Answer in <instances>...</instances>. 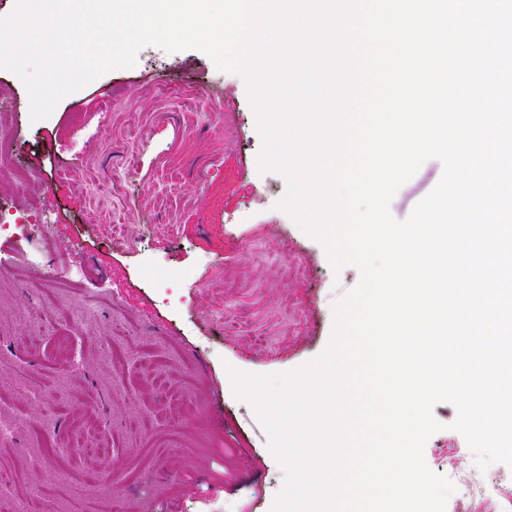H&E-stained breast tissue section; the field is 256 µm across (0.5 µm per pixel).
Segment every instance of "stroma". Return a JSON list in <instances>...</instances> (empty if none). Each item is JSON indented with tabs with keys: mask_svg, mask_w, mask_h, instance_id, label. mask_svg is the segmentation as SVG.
Returning <instances> with one entry per match:
<instances>
[{
	"mask_svg": "<svg viewBox=\"0 0 512 512\" xmlns=\"http://www.w3.org/2000/svg\"><path fill=\"white\" fill-rule=\"evenodd\" d=\"M0 125L41 183L0 186V206L37 211L44 257L21 243L0 265V512H272L283 472L230 370L290 372L318 357L336 301L360 281L277 204L246 80L203 52L139 50L31 121L0 71ZM426 160L389 204L406 220L439 183ZM78 257L80 281L60 280ZM424 446L456 486L445 512H477L467 488L512 503V467L478 470L456 407ZM84 426L88 451L69 447ZM56 451H49L47 439ZM104 447L107 457L95 455Z\"/></svg>",
	"mask_w": 512,
	"mask_h": 512,
	"instance_id": "35a3bbf8",
	"label": "stroma"
}]
</instances>
